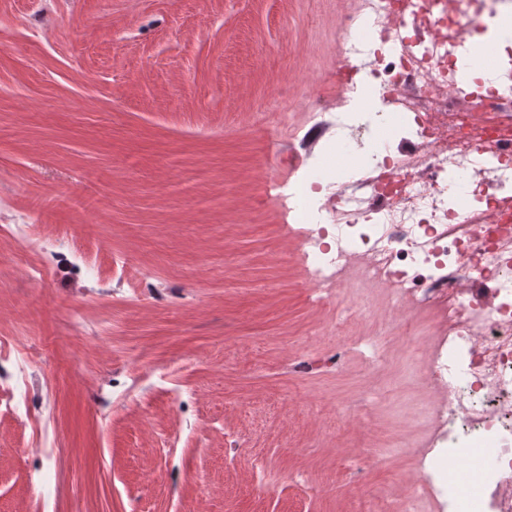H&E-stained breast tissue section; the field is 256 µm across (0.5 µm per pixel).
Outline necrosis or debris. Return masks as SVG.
<instances>
[{"mask_svg":"<svg viewBox=\"0 0 512 512\" xmlns=\"http://www.w3.org/2000/svg\"><path fill=\"white\" fill-rule=\"evenodd\" d=\"M473 4L359 0L337 17L340 98L359 74L382 100L338 113L323 164L291 193L300 258L335 294V327L368 318L362 293L383 289L394 316L363 337L368 367L402 337L399 381L441 389L390 405L420 456L383 512H512V67L457 92V51L486 35Z\"/></svg>","mask_w":512,"mask_h":512,"instance_id":"1","label":"necrosis or debris"}]
</instances>
